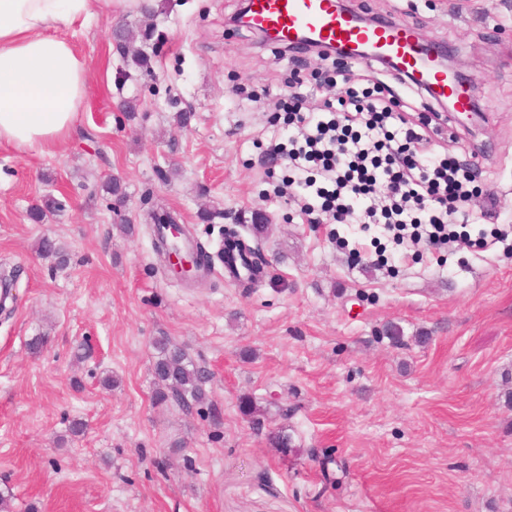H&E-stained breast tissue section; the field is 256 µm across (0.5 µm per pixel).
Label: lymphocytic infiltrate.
<instances>
[{
  "label": "lymphocytic infiltrate",
  "instance_id": "obj_1",
  "mask_svg": "<svg viewBox=\"0 0 512 512\" xmlns=\"http://www.w3.org/2000/svg\"><path fill=\"white\" fill-rule=\"evenodd\" d=\"M300 93L278 102L293 133L287 144H274L294 175L293 182L315 191V202L301 210H321L326 220L347 224L384 222L398 241L456 249L463 244L486 248L489 240H506L507 231L492 238H471L456 231L458 217L477 205L479 191L454 156L438 157L429 137L404 130L397 98H384L370 88H351L328 103L327 115L307 110ZM387 185V200L377 195Z\"/></svg>",
  "mask_w": 512,
  "mask_h": 512
}]
</instances>
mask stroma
I'll use <instances>...</instances> for the list:
<instances>
[{
    "mask_svg": "<svg viewBox=\"0 0 512 512\" xmlns=\"http://www.w3.org/2000/svg\"><path fill=\"white\" fill-rule=\"evenodd\" d=\"M409 23L466 64L476 126L438 120L436 151L482 170L497 197L470 234L512 225V9L490 0H350ZM239 0H167L153 74L117 86L112 22L64 35L89 61L85 104L52 154L0 146V269L22 267L0 314V493L9 512H512V243L488 249L396 245L379 224H314L265 162L288 129L273 103L301 72L332 62L230 26ZM349 78L389 86L419 127L421 101L380 63ZM138 99L135 120L118 105ZM190 111L188 127L174 116ZM120 180L121 214L100 192ZM61 212L32 223L44 194ZM215 214L198 220L200 207ZM170 211L210 254L224 227L263 209L250 239L260 283L226 281L223 262L181 283L154 249L149 210ZM51 237L65 266L37 252ZM361 260H354L353 250ZM403 330L395 345L382 331ZM209 374L206 400L154 401L155 342ZM249 396L265 413L253 428ZM282 430L280 453L267 434ZM337 462L333 483L322 463Z\"/></svg>",
    "mask_w": 512,
    "mask_h": 512,
    "instance_id": "35a3bbf8",
    "label": "stroma"
}]
</instances>
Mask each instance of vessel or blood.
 <instances>
[{"mask_svg":"<svg viewBox=\"0 0 512 512\" xmlns=\"http://www.w3.org/2000/svg\"><path fill=\"white\" fill-rule=\"evenodd\" d=\"M249 15L252 26L281 46L300 45L305 36L325 45L379 44L381 52L400 62L403 72H420L422 85L432 89L434 96H451L459 101L466 98L463 90L449 88L437 70L422 68L410 49L415 36L411 26L392 23L370 29L357 27L337 10L336 0H250Z\"/></svg>","mask_w":512,"mask_h":512,"instance_id":"b4317fda","label":"vessel or blood"}]
</instances>
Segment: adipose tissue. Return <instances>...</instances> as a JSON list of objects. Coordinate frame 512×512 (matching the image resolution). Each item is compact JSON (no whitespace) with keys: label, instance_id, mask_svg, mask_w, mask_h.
<instances>
[{"label":"adipose tissue","instance_id":"obj_1","mask_svg":"<svg viewBox=\"0 0 512 512\" xmlns=\"http://www.w3.org/2000/svg\"><path fill=\"white\" fill-rule=\"evenodd\" d=\"M141 0H0V143L60 147L85 98L89 66L59 29L138 14Z\"/></svg>","mask_w":512,"mask_h":512}]
</instances>
